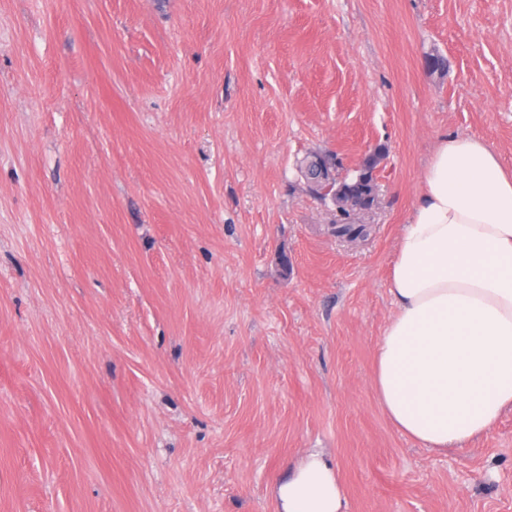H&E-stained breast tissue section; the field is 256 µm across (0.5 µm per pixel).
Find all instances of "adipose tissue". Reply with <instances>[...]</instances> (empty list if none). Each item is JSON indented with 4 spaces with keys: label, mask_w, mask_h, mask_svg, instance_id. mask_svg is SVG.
Segmentation results:
<instances>
[{
    "label": "adipose tissue",
    "mask_w": 512,
    "mask_h": 512,
    "mask_svg": "<svg viewBox=\"0 0 512 512\" xmlns=\"http://www.w3.org/2000/svg\"><path fill=\"white\" fill-rule=\"evenodd\" d=\"M378 343L377 402L405 436L461 448L512 410V169L491 145L445 134L397 239ZM282 512H346L314 454L278 489Z\"/></svg>",
    "instance_id": "adipose-tissue-1"
}]
</instances>
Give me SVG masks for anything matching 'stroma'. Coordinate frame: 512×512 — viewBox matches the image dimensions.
Instances as JSON below:
<instances>
[{"mask_svg": "<svg viewBox=\"0 0 512 512\" xmlns=\"http://www.w3.org/2000/svg\"><path fill=\"white\" fill-rule=\"evenodd\" d=\"M447 132L512 166V0H0V512H279L312 453L347 512H512V411L439 452L373 387ZM379 146L341 241L297 162Z\"/></svg>", "mask_w": 512, "mask_h": 512, "instance_id": "1", "label": "stroma"}]
</instances>
